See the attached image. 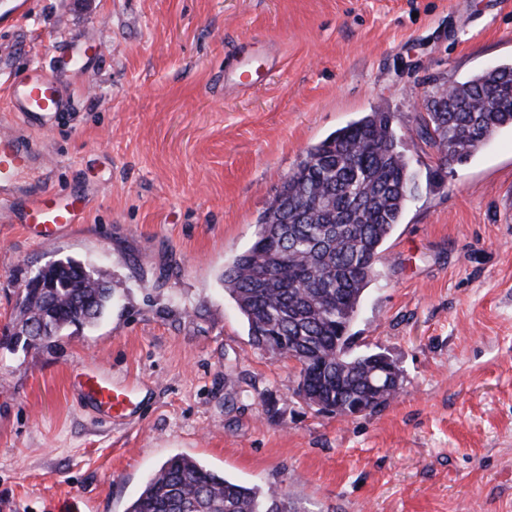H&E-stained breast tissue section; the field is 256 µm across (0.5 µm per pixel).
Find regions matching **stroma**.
I'll return each mask as SVG.
<instances>
[{
  "label": "stroma",
  "instance_id": "35a3bbf8",
  "mask_svg": "<svg viewBox=\"0 0 512 512\" xmlns=\"http://www.w3.org/2000/svg\"><path fill=\"white\" fill-rule=\"evenodd\" d=\"M94 44L81 74L71 52ZM241 54L249 89L224 80ZM48 61L75 109L42 137L46 184L90 204L49 245L0 223V331L67 257L112 309L0 342V512H125L175 454L307 512H512V128L447 164L418 134L428 95L512 62V0H27L0 21V115L9 75ZM370 112L417 189L353 350L390 356L404 391L341 418L253 346L223 274L307 150ZM86 372L131 388V412L87 406Z\"/></svg>",
  "mask_w": 512,
  "mask_h": 512
}]
</instances>
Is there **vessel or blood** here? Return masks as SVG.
<instances>
[{
	"label": "vessel or blood",
	"mask_w": 512,
	"mask_h": 512,
	"mask_svg": "<svg viewBox=\"0 0 512 512\" xmlns=\"http://www.w3.org/2000/svg\"><path fill=\"white\" fill-rule=\"evenodd\" d=\"M7 97L12 118L0 121V221L24 225L39 243L47 244L79 223L84 209L76 193L55 192L23 182L21 176L44 167L46 153L36 134L51 131L71 98L40 63L8 78ZM80 388L110 418L125 416L132 404L129 390L115 389L93 375Z\"/></svg>",
	"instance_id": "b4317fda"
}]
</instances>
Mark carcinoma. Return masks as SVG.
<instances>
[{"instance_id":"1","label":"carcinoma","mask_w":512,"mask_h":512,"mask_svg":"<svg viewBox=\"0 0 512 512\" xmlns=\"http://www.w3.org/2000/svg\"><path fill=\"white\" fill-rule=\"evenodd\" d=\"M455 99L426 108L421 138L446 162H463L482 137L512 127V64L456 82ZM416 185L386 112H370L310 147L271 203L253 243L224 270V285L253 345L303 353L299 379L323 405L372 412L403 387L374 398L370 353H352L351 326L378 276L383 246L401 223ZM49 288L25 291L19 328L36 348L72 327L96 325L112 308V285L96 271L59 259L36 271ZM126 512H302L290 493L247 486L176 454L145 483Z\"/></svg>"}]
</instances>
